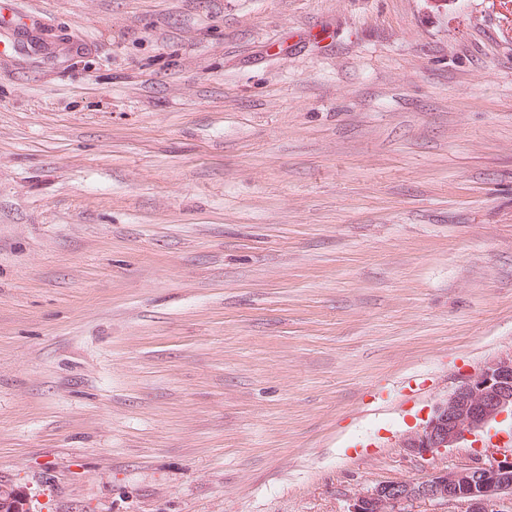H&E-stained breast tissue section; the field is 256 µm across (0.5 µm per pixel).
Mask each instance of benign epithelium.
<instances>
[{"mask_svg":"<svg viewBox=\"0 0 512 512\" xmlns=\"http://www.w3.org/2000/svg\"><path fill=\"white\" fill-rule=\"evenodd\" d=\"M512 416V355L484 366L435 404L431 416L406 434L402 447L425 459L477 437L502 415ZM512 498V449L484 463L476 458L458 469L378 484L353 495L346 512H417L419 503H459L465 512H496L494 502Z\"/></svg>","mask_w":512,"mask_h":512,"instance_id":"1","label":"benign epithelium"}]
</instances>
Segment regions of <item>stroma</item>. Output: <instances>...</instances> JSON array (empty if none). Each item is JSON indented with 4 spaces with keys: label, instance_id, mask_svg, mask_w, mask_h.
I'll use <instances>...</instances> for the list:
<instances>
[{
    "label": "stroma",
    "instance_id": "stroma-1",
    "mask_svg": "<svg viewBox=\"0 0 512 512\" xmlns=\"http://www.w3.org/2000/svg\"><path fill=\"white\" fill-rule=\"evenodd\" d=\"M0 485L344 512L512 354L500 0H6Z\"/></svg>",
    "mask_w": 512,
    "mask_h": 512
}]
</instances>
